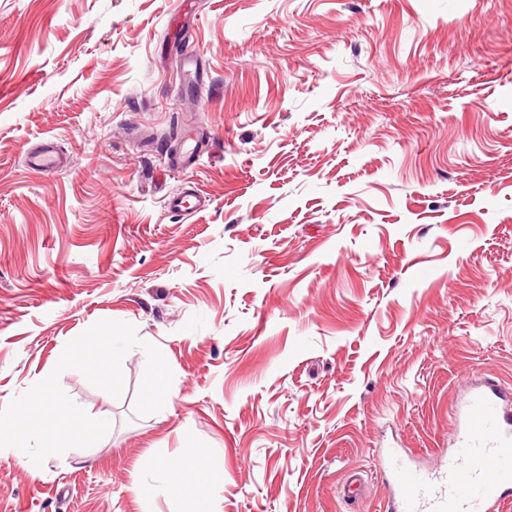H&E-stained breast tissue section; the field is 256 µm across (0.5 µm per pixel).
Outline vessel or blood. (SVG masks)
Returning a JSON list of instances; mask_svg holds the SVG:
<instances>
[{"label":"vessel or blood","mask_w":512,"mask_h":512,"mask_svg":"<svg viewBox=\"0 0 512 512\" xmlns=\"http://www.w3.org/2000/svg\"><path fill=\"white\" fill-rule=\"evenodd\" d=\"M28 165L56 172L64 162L45 149L31 155ZM456 421L457 446L435 470L412 468L389 452L387 465L399 487L390 512H491L512 486V402L494 384L472 387Z\"/></svg>","instance_id":"obj_1"}]
</instances>
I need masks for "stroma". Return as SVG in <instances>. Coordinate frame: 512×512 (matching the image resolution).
I'll use <instances>...</instances> for the list:
<instances>
[{
	"instance_id": "stroma-1",
	"label": "stroma",
	"mask_w": 512,
	"mask_h": 512,
	"mask_svg": "<svg viewBox=\"0 0 512 512\" xmlns=\"http://www.w3.org/2000/svg\"><path fill=\"white\" fill-rule=\"evenodd\" d=\"M104 319L167 408L64 371L110 430L0 449V512H386L512 388V0H0V408ZM28 165L45 172H57L64 167L62 158L50 149H44L28 159Z\"/></svg>"
}]
</instances>
